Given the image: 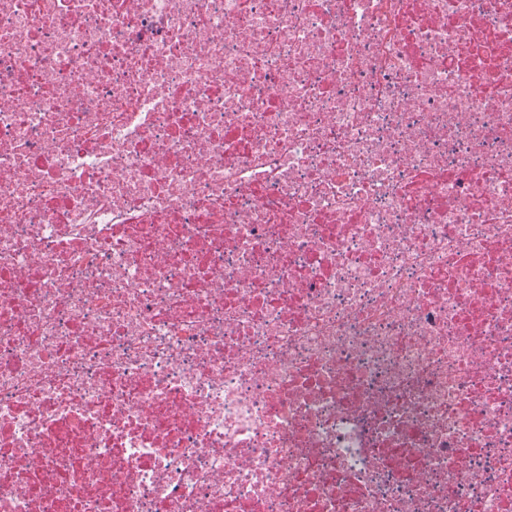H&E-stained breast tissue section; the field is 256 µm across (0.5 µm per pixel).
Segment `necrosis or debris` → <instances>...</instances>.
Wrapping results in <instances>:
<instances>
[{
  "instance_id": "necrosis-or-debris-1",
  "label": "necrosis or debris",
  "mask_w": 512,
  "mask_h": 512,
  "mask_svg": "<svg viewBox=\"0 0 512 512\" xmlns=\"http://www.w3.org/2000/svg\"><path fill=\"white\" fill-rule=\"evenodd\" d=\"M0 512H512V0H0Z\"/></svg>"
}]
</instances>
